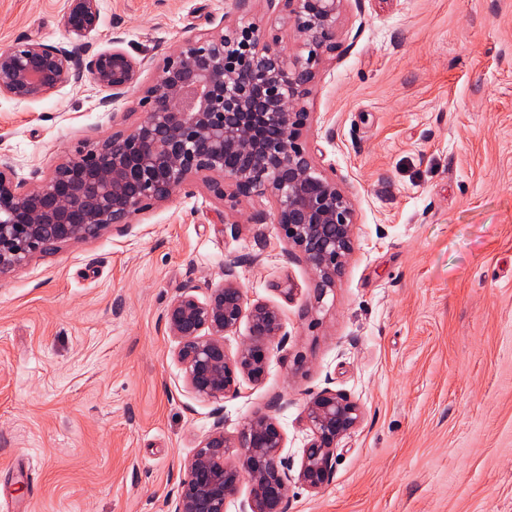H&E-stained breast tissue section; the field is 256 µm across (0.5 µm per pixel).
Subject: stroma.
Masks as SVG:
<instances>
[{
	"mask_svg": "<svg viewBox=\"0 0 512 512\" xmlns=\"http://www.w3.org/2000/svg\"><path fill=\"white\" fill-rule=\"evenodd\" d=\"M65 7L0 0V49L118 37L139 87L112 106L88 80L0 96V159L20 180L134 126L164 58L221 22L299 45L282 0H99L80 42ZM307 104L304 138L357 210L325 296L269 197L228 213L199 177L0 273V512H169L197 440L274 403L300 463L304 404L325 388L363 419L328 485H292L288 512H512V0H346ZM230 262L251 300L279 307L286 342L262 382L207 400L162 316L181 287L206 299Z\"/></svg>",
	"mask_w": 512,
	"mask_h": 512,
	"instance_id": "stroma-1",
	"label": "stroma"
}]
</instances>
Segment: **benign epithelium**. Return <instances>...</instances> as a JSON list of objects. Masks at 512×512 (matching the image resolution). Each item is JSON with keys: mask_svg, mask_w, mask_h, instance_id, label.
<instances>
[{"mask_svg": "<svg viewBox=\"0 0 512 512\" xmlns=\"http://www.w3.org/2000/svg\"><path fill=\"white\" fill-rule=\"evenodd\" d=\"M283 2L299 50L285 51L254 24H224L164 59L143 90L147 110L136 125L81 145L45 175L33 170L28 182L0 161V271L127 224L201 176L231 210L245 198L269 196L279 232L312 270L317 295L334 287L355 249L356 204L316 163L304 130L309 86L336 49L345 0ZM65 21L76 40L87 37L99 26L98 0H67ZM121 44L114 38L88 56L82 44L67 50L32 39L1 48L0 95L35 101L86 77L116 102L136 88L140 69ZM234 268L224 266V280L203 301L182 288L163 315L189 388L207 399L234 396L245 380L261 382L286 341L279 308L250 300ZM244 319L247 335L232 352L226 336L237 335ZM277 411L273 405L252 415L232 437L221 422L201 437L185 462L174 512H227L244 482L238 512H287L292 484L325 487L339 443L362 422L361 405L328 388L307 400L309 440L296 472L282 456Z\"/></svg>", "mask_w": 512, "mask_h": 512, "instance_id": "7a95c632", "label": "benign epithelium"}]
</instances>
